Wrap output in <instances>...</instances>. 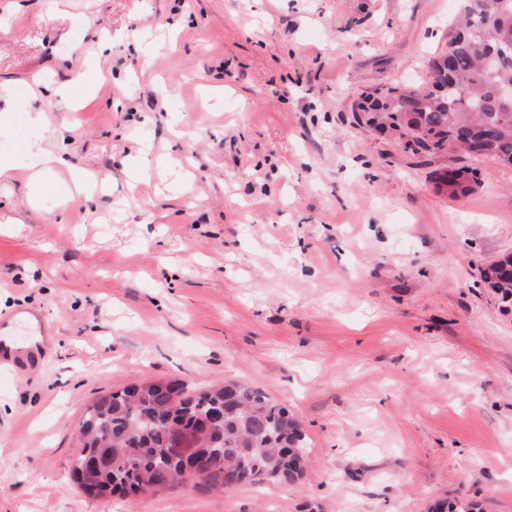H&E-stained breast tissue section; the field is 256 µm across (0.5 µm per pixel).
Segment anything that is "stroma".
<instances>
[{
    "label": "stroma",
    "mask_w": 512,
    "mask_h": 512,
    "mask_svg": "<svg viewBox=\"0 0 512 512\" xmlns=\"http://www.w3.org/2000/svg\"><path fill=\"white\" fill-rule=\"evenodd\" d=\"M460 0H0V96L75 73L41 125L93 170L0 183V313L41 312L38 369L0 370V512H512V311L480 271L512 253V169L407 151L357 123L418 85ZM106 70L110 81L96 80ZM170 164L141 170L143 147ZM474 168L451 200L437 177ZM154 380L263 388L306 435L292 488L88 496L77 429Z\"/></svg>",
    "instance_id": "35a3bbf8"
}]
</instances>
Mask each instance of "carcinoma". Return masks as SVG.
<instances>
[{"label": "carcinoma", "mask_w": 512, "mask_h": 512, "mask_svg": "<svg viewBox=\"0 0 512 512\" xmlns=\"http://www.w3.org/2000/svg\"><path fill=\"white\" fill-rule=\"evenodd\" d=\"M504 55L490 65L489 51ZM430 80L419 87L383 86L362 93L358 122L405 139L413 152L464 151L474 158L512 162V103L499 91L512 86V0H463L462 17L444 51L431 62ZM440 189L451 200L473 192L445 172ZM512 309V273L501 270L493 286ZM224 412L194 454L211 467L198 481L203 492L248 485L292 487L303 476L297 461L306 441L299 421L263 389L235 381L199 390L183 381H148L100 397L78 431L73 459L78 475L88 458L107 448L112 467L95 476L97 496L157 493L166 481H185L182 458L169 453L174 431L198 434L213 414ZM474 502L439 503L434 512H478Z\"/></svg>", "instance_id": "cac0c4a2"}]
</instances>
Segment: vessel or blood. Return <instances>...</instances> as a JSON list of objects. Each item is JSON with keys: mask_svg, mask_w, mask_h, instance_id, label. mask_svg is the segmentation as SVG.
<instances>
[{"mask_svg": "<svg viewBox=\"0 0 512 512\" xmlns=\"http://www.w3.org/2000/svg\"><path fill=\"white\" fill-rule=\"evenodd\" d=\"M23 322L36 326L39 332L47 330L41 315L37 312L18 310L0 314V368L31 371L39 363L46 342L42 339L19 341L15 331Z\"/></svg>", "mask_w": 512, "mask_h": 512, "instance_id": "b4317fda", "label": "vessel or blood"}]
</instances>
